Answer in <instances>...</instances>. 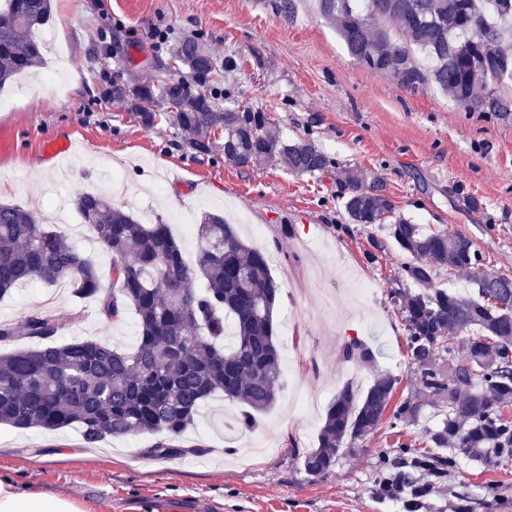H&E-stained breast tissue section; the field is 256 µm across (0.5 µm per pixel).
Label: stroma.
<instances>
[{
  "label": "stroma",
  "mask_w": 512,
  "mask_h": 512,
  "mask_svg": "<svg viewBox=\"0 0 512 512\" xmlns=\"http://www.w3.org/2000/svg\"><path fill=\"white\" fill-rule=\"evenodd\" d=\"M280 0H52L48 23L58 53L29 76L0 88V202L43 214L58 211L55 231L92 256L103 253L74 202L111 188L113 160L130 166L115 198L137 219H162L194 258V226L221 212L247 243L275 252L282 296L275 311L281 347L302 346L284 359V388L253 429H236L238 406L210 398L179 438L185 456H149L150 435L108 437L84 447L70 428L48 433L0 425V474L19 490L67 497L84 512H406L381 483L414 469L413 456H445L429 433L440 423L433 402L411 424H383L362 446L340 453L324 476L307 475L302 456L315 448L329 403L345 385L364 391L373 378L397 380L395 402L414 394L416 368L407 331L391 300L405 288L407 257L384 224L350 223L335 175H295L279 162L239 168L225 162L223 143L193 158L187 134L144 129L125 101L107 95L109 75L158 83L173 74L169 49L195 34L217 62L218 88L231 101L268 115L282 139H313L340 168L362 171L398 212L423 227L467 238L487 271L512 278V121L467 112L433 86L415 92L358 63L315 0H297L293 17ZM61 137L78 148L62 162L45 154ZM291 233H283L284 225ZM43 306L66 322L58 342L75 337L131 350L134 316L112 323L93 300L65 284L16 288L0 299V319L23 323ZM374 353L372 363L346 359L350 339ZM512 512V455L457 454L436 493L417 512Z\"/></svg>",
  "instance_id": "35a3bbf8"
}]
</instances>
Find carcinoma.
Returning a JSON list of instances; mask_svg holds the SVG:
<instances>
[{"label":"carcinoma","instance_id":"1","mask_svg":"<svg viewBox=\"0 0 512 512\" xmlns=\"http://www.w3.org/2000/svg\"><path fill=\"white\" fill-rule=\"evenodd\" d=\"M318 0V12L336 26L350 55L368 69L415 92L429 84L466 112L512 119V0ZM51 0H4L0 6V87L42 59L33 33L51 16ZM386 21L390 27L374 25ZM203 90L182 77L144 83L150 96L141 112L117 80L108 93L151 130L167 124L188 135L193 156L211 153L224 135V160L237 167L282 163L295 175H324L336 162L312 139L284 141L263 112L221 106L218 88L206 85L218 64L198 36L170 49ZM344 210L354 224H388L410 256L402 277L410 284L392 293L405 322L410 363L419 373L418 393L396 406L403 423L421 415L420 398L437 403L443 419L430 433L437 448H512V421L502 409L512 402V279L484 270L463 236L426 232L400 215L392 200L362 174L336 173ZM100 248L112 254L104 284L95 261L17 205L0 203V299L32 281H65L79 299H94L100 314L120 322L133 309L137 346L127 351L97 340L74 338L45 345L65 324L36 308L23 324L0 320V344L39 341L36 347L0 352V425L25 430H80L84 447L107 438L150 434V452L187 454L176 444L201 406L216 394L242 407L239 427L277 402L283 386L282 355L274 311L282 285L266 252L244 242L224 216L207 212L195 225L196 256L184 258L169 225L143 223L101 194L75 201ZM447 267L478 286L462 299L434 286L437 267ZM201 284L198 290L192 285ZM230 341L221 345L225 324ZM468 334L466 352L455 356L457 336ZM397 379L381 374L361 393L345 385L329 404L318 446L303 456L310 476L328 473L336 457L352 449L384 421Z\"/></svg>","mask_w":512,"mask_h":512}]
</instances>
